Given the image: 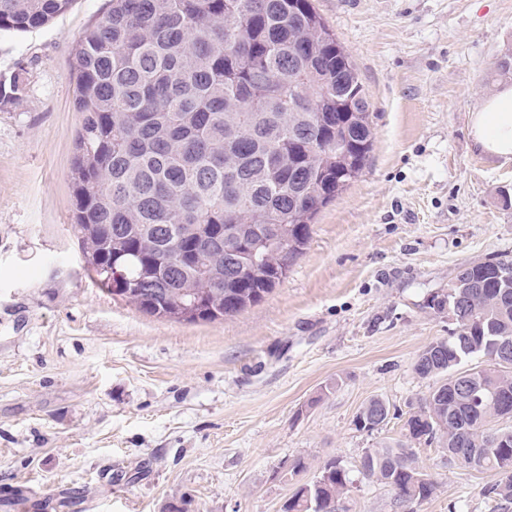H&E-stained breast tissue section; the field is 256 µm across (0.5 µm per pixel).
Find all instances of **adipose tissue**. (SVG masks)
I'll return each mask as SVG.
<instances>
[{"instance_id": "obj_1", "label": "adipose tissue", "mask_w": 512, "mask_h": 512, "mask_svg": "<svg viewBox=\"0 0 512 512\" xmlns=\"http://www.w3.org/2000/svg\"><path fill=\"white\" fill-rule=\"evenodd\" d=\"M470 135L486 154L512 160V85L499 87L471 113Z\"/></svg>"}]
</instances>
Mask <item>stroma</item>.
<instances>
[{
	"label": "stroma",
	"mask_w": 512,
	"mask_h": 512,
	"mask_svg": "<svg viewBox=\"0 0 512 512\" xmlns=\"http://www.w3.org/2000/svg\"><path fill=\"white\" fill-rule=\"evenodd\" d=\"M355 64L373 149L318 214L304 254L235 316L153 317L102 290L72 226L75 46L109 0L0 32V73L28 92L0 106V512H280L328 457L357 470L401 441L431 380L418 354L450 329L427 308L472 262L512 259V161L469 118L500 84L512 0H313ZM382 398L375 433L356 428ZM437 483L418 512H490L491 473L418 444ZM305 457L293 475L290 461ZM344 512H403L356 479ZM389 415V407L387 404L379 398L370 399L359 412V416H356L355 424L360 430H366L365 425H362L360 419L368 424L371 423L372 429L367 431L381 430ZM374 417H376L374 419Z\"/></svg>",
	"instance_id": "obj_1"
}]
</instances>
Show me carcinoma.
Here are the masks:
<instances>
[{"instance_id":"1","label":"carcinoma","mask_w":512,"mask_h":512,"mask_svg":"<svg viewBox=\"0 0 512 512\" xmlns=\"http://www.w3.org/2000/svg\"><path fill=\"white\" fill-rule=\"evenodd\" d=\"M71 2L0 0V30L43 27ZM75 59L74 228L95 282L151 316L213 322L262 301L372 150L363 85L312 0H110ZM26 93L23 68L0 75V105ZM505 263H470L427 300L452 308L458 331L418 355L415 373L434 384L404 422L408 441L435 442L450 462L480 449L462 464L493 473L490 512L512 504V427L493 426L512 421V359L490 344L512 341ZM461 374L481 406L453 390ZM388 415L373 398L355 424L378 431ZM359 473L398 504L437 489L404 444L366 451ZM350 484L329 458L281 512H340Z\"/></svg>"}]
</instances>
